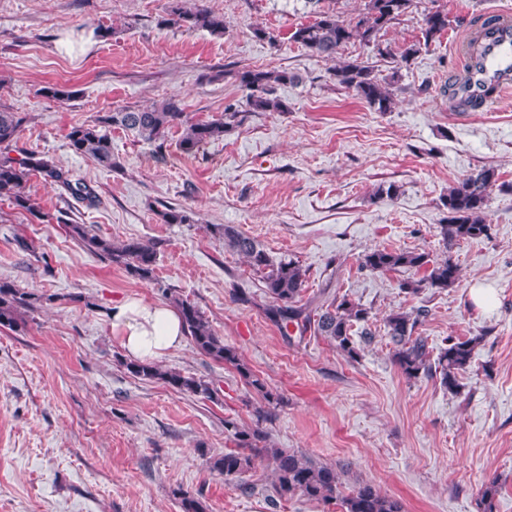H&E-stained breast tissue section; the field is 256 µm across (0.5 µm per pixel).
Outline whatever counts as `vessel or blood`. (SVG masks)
I'll list each match as a JSON object with an SVG mask.
<instances>
[{"mask_svg":"<svg viewBox=\"0 0 512 512\" xmlns=\"http://www.w3.org/2000/svg\"><path fill=\"white\" fill-rule=\"evenodd\" d=\"M463 78L456 85L457 104L492 91L501 97L512 90V14L498 12L490 28L468 32L459 41Z\"/></svg>","mask_w":512,"mask_h":512,"instance_id":"b4317fda","label":"vessel or blood"}]
</instances>
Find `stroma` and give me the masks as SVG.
<instances>
[{"label": "stroma", "mask_w": 512, "mask_h": 512, "mask_svg": "<svg viewBox=\"0 0 512 512\" xmlns=\"http://www.w3.org/2000/svg\"><path fill=\"white\" fill-rule=\"evenodd\" d=\"M168 2L0 0V103L26 118L19 148L48 155L100 199L88 207L60 197L34 175L25 190L40 217L0 201V279L39 298L24 329L0 328V512H181L177 487L202 493L211 512H340L299 496L270 504L271 473L260 459L239 481L207 468L208 457L233 446L225 419L253 424L263 402L233 367L188 341L160 358L213 379V401L128 373L112 306L127 297L161 303L167 288L195 302L282 396L266 426L273 446L349 464L343 482H372L406 512H478V490L495 477V512H512V94L457 112L448 93L458 38L476 19L512 10V0H414L379 33L386 55L345 47L342 58L394 78L388 112L337 85L333 61L290 39L320 10L356 20L365 0H207L226 20L221 36L165 25ZM437 9L448 14L447 31L402 63L400 52L422 38L423 14ZM257 27L278 45L256 37ZM244 67L299 75L277 88L286 111L247 113L192 154L176 130L160 148L111 130L113 169L69 148L72 126L126 105L175 96L195 119L229 104L245 111L233 76ZM62 87L70 99L52 96ZM484 167L498 177L491 236L453 248L454 287L407 295L399 281L422 271L361 268L374 249L442 257L448 188ZM390 183L398 195L376 197ZM166 204L188 211L191 223H160ZM71 224L115 243L160 241L152 280L88 252ZM212 224L235 225L273 262L302 266L304 301L344 295L370 307L373 341L358 343L353 360L321 336L288 345L264 314L270 298L258 276L211 235ZM477 288L490 294L488 308L475 305ZM421 306L428 316L419 332L430 345L482 338L458 393L407 379L391 360L386 317Z\"/></svg>", "instance_id": "stroma-1"}]
</instances>
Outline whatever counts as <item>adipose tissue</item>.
Returning <instances> with one entry per match:
<instances>
[{
  "instance_id": "obj_1",
  "label": "adipose tissue",
  "mask_w": 512,
  "mask_h": 512,
  "mask_svg": "<svg viewBox=\"0 0 512 512\" xmlns=\"http://www.w3.org/2000/svg\"><path fill=\"white\" fill-rule=\"evenodd\" d=\"M112 334L126 355L152 362L180 347L185 331L176 309L133 297L112 307Z\"/></svg>"
}]
</instances>
